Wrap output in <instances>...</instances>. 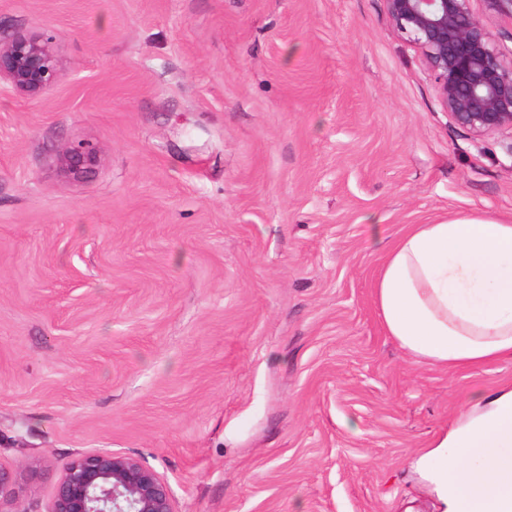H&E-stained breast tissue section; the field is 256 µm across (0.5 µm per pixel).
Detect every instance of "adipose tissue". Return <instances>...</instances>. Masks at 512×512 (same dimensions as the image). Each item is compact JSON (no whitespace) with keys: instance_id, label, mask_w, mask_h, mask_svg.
Here are the masks:
<instances>
[{"instance_id":"1","label":"adipose tissue","mask_w":512,"mask_h":512,"mask_svg":"<svg viewBox=\"0 0 512 512\" xmlns=\"http://www.w3.org/2000/svg\"><path fill=\"white\" fill-rule=\"evenodd\" d=\"M374 293L387 336L413 361L512 362V223L407 225L384 251ZM411 465L441 512H512V388L471 396Z\"/></svg>"}]
</instances>
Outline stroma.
<instances>
[{
	"instance_id": "stroma-1",
	"label": "stroma",
	"mask_w": 512,
	"mask_h": 512,
	"mask_svg": "<svg viewBox=\"0 0 512 512\" xmlns=\"http://www.w3.org/2000/svg\"><path fill=\"white\" fill-rule=\"evenodd\" d=\"M47 30L60 82L0 91L13 512L99 448L176 512H434L410 458L512 363H414L373 281L403 225L512 222L499 137L450 120L384 0H0V37ZM99 160V150L89 143L69 145L57 156V162L74 178L90 173Z\"/></svg>"
}]
</instances>
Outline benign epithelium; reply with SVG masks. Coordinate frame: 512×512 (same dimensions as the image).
<instances>
[{
	"instance_id": "7a95c632",
	"label": "benign epithelium",
	"mask_w": 512,
	"mask_h": 512,
	"mask_svg": "<svg viewBox=\"0 0 512 512\" xmlns=\"http://www.w3.org/2000/svg\"><path fill=\"white\" fill-rule=\"evenodd\" d=\"M397 31L417 47L434 76L449 118L474 139L498 135L512 156V49L494 44L470 0H385ZM62 75L53 36L17 32L0 39V83L14 94L37 99ZM99 150L69 145L57 162L73 177L90 173ZM16 478L0 467V512L12 501ZM49 512H176L167 480L132 455L96 449L63 469Z\"/></svg>"
}]
</instances>
